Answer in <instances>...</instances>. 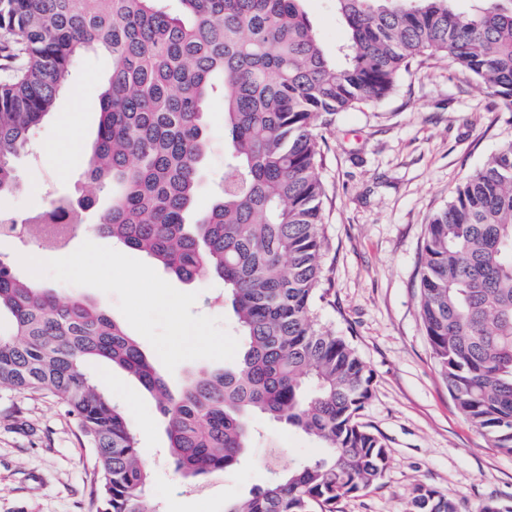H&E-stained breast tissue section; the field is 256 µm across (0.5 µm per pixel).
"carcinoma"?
I'll use <instances>...</instances> for the list:
<instances>
[{"mask_svg":"<svg viewBox=\"0 0 512 512\" xmlns=\"http://www.w3.org/2000/svg\"><path fill=\"white\" fill-rule=\"evenodd\" d=\"M0 0V198L17 187L16 159L69 85L76 60L112 56L100 91L85 196L65 208L158 261L178 280H224L243 337L237 361L169 391L121 324L81 297L61 299L0 260V389L53 397L94 448L96 512H158L150 469L125 411L89 374L105 362L155 397L177 473L195 478L245 460L260 418L312 438L295 461L224 512H334L377 483L391 451L360 420L373 375L352 343L321 326L324 140L318 126L379 102L422 57L441 56L512 112V0H332L347 40L331 61L304 0ZM224 98V175L194 211L207 152L203 116ZM419 313L458 411L512 455V140L452 191L426 224ZM411 512H458L419 486Z\"/></svg>","mask_w":512,"mask_h":512,"instance_id":"cac0c4a2","label":"carcinoma"}]
</instances>
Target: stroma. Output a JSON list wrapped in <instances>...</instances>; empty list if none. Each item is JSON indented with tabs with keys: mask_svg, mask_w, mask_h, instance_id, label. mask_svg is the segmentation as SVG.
Segmentation results:
<instances>
[{
	"mask_svg": "<svg viewBox=\"0 0 512 512\" xmlns=\"http://www.w3.org/2000/svg\"><path fill=\"white\" fill-rule=\"evenodd\" d=\"M309 19L328 56L346 39L330 0H305ZM112 69L103 53L87 54L73 69L80 101L62 94L20 155L21 190L0 200V210L25 217L48 198H75L85 182V162H70L74 146L91 152L99 122V92ZM208 153L197 197L206 209L224 172V102L205 114ZM321 178L326 300L318 320L346 336L373 374L362 420L386 442L391 462L368 489L340 499L336 512H408L416 486L451 495L458 512H477L495 500L512 505V456L457 412L431 357L419 315L418 264L425 226L447 205L452 187L479 169L512 139V119L458 66L432 59L404 72L389 97L344 114L325 130ZM194 292L192 314L221 319L235 332L224 304V282L207 275L175 281ZM109 393L129 415L150 468L148 499L162 512H224L228 500L248 494L270 477L265 461L280 466L318 456L315 441L263 419L247 461L193 486L171 463L168 437L155 400L129 374L107 365ZM98 477L92 448L54 400L32 393H0V512H95Z\"/></svg>",
	"mask_w": 512,
	"mask_h": 512,
	"instance_id": "obj_1",
	"label": "stroma"
}]
</instances>
